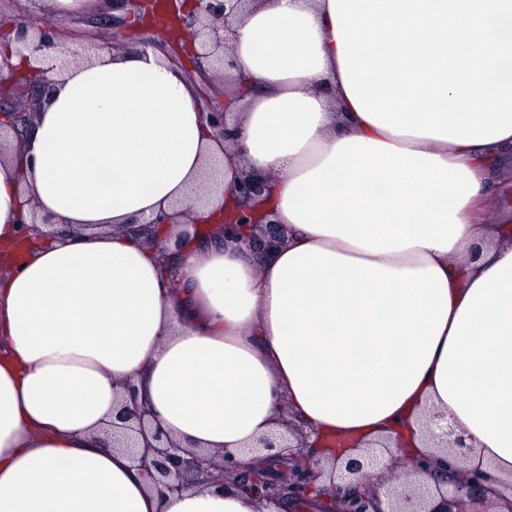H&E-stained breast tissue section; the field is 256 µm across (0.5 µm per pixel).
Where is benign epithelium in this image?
I'll return each instance as SVG.
<instances>
[{
  "mask_svg": "<svg viewBox=\"0 0 512 512\" xmlns=\"http://www.w3.org/2000/svg\"><path fill=\"white\" fill-rule=\"evenodd\" d=\"M127 8V17L112 20L113 38L126 37L131 20L144 23L147 17H156L160 5L156 0H119ZM254 0H167L165 12L172 19L180 38L168 42V55L189 73L199 76V92L211 98L212 83L217 75L228 76L233 67L230 46L224 32L229 17L245 11ZM61 33L46 16L28 18L8 28L0 26V47H9L21 57L22 65L12 66L8 58L0 59V96L10 103L0 107V123L7 122L16 134L27 126L36 102L52 91L50 74L54 70L57 54L64 52L60 43ZM240 97V90L224 92L220 101H213L204 113L209 127L219 136H226L227 120L233 105ZM267 183L243 178L235 188L239 205L224 210V228H232L243 235L248 243L262 250L276 249L285 240L284 230L272 219V211L265 207ZM129 403L123 405L112 423V445L128 449L139 465L157 474L156 482L171 493H178L189 486L188 474H193L199 484L224 488V481L238 475L241 464L222 452L189 449L181 446L161 426L153 422L150 410L137 402L135 388L125 389ZM296 436L291 441L284 435L263 436L252 445L247 480L241 485L265 491L261 504L264 512H281L284 500L308 490L313 481L322 476L321 461L306 452V438L287 427ZM280 448L293 452L296 469L288 483L274 488L269 486L268 465L272 450ZM485 488L479 472L461 468L458 478L446 491L433 490L417 482L410 493L391 497L389 512H436L428 508L434 494H446V512H468L465 499L483 495ZM374 495L359 493L343 496L339 512H382L373 507Z\"/></svg>",
  "mask_w": 512,
  "mask_h": 512,
  "instance_id": "obj_1",
  "label": "benign epithelium"
}]
</instances>
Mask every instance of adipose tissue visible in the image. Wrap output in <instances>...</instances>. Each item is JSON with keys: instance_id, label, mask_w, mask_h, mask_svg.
<instances>
[{"instance_id": "adipose-tissue-1", "label": "adipose tissue", "mask_w": 512, "mask_h": 512, "mask_svg": "<svg viewBox=\"0 0 512 512\" xmlns=\"http://www.w3.org/2000/svg\"><path fill=\"white\" fill-rule=\"evenodd\" d=\"M232 27L245 92L226 137L166 53L99 47L53 72L0 160V512H257L229 483L161 494L113 448L102 429L127 383L184 446L243 461L287 419L329 462L382 443L346 491L385 493L405 454L439 461L431 487L482 471L507 512L512 224L482 217L512 134L460 144L366 120L330 0H255ZM214 159L225 185L266 177L282 248L225 241L223 194H194ZM27 199L51 224L18 262ZM163 210L203 228L129 232ZM440 420L466 455L436 447Z\"/></svg>"}]
</instances>
